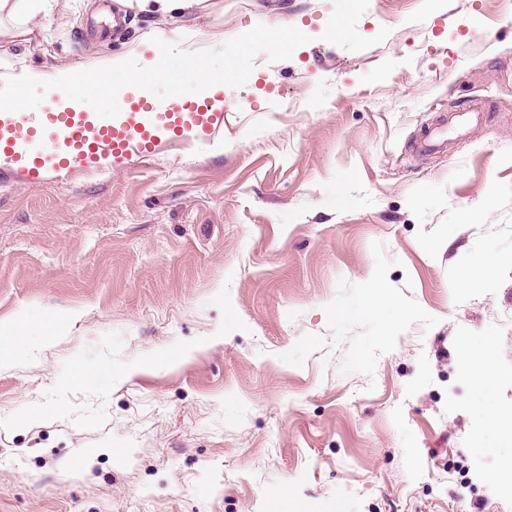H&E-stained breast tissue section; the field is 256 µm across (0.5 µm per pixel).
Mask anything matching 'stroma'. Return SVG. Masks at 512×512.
Instances as JSON below:
<instances>
[{
    "mask_svg": "<svg viewBox=\"0 0 512 512\" xmlns=\"http://www.w3.org/2000/svg\"><path fill=\"white\" fill-rule=\"evenodd\" d=\"M116 4L97 41V0L0 13V60L309 41L203 98L221 139L0 165V329L35 323L0 364V512H512V0ZM374 284L395 317L347 314ZM203 0H135L138 10L146 13L169 14L175 11L187 12L200 6Z\"/></svg>",
    "mask_w": 512,
    "mask_h": 512,
    "instance_id": "stroma-1",
    "label": "stroma"
}]
</instances>
